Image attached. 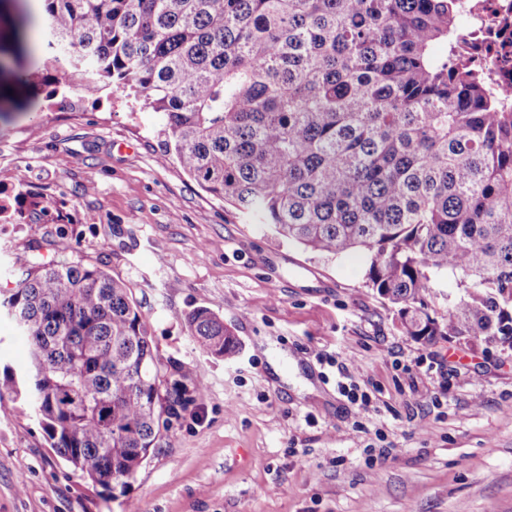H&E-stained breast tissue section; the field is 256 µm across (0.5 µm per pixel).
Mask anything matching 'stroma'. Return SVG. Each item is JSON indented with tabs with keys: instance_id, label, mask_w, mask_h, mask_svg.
<instances>
[{
	"instance_id": "obj_1",
	"label": "stroma",
	"mask_w": 512,
	"mask_h": 512,
	"mask_svg": "<svg viewBox=\"0 0 512 512\" xmlns=\"http://www.w3.org/2000/svg\"><path fill=\"white\" fill-rule=\"evenodd\" d=\"M38 37L0 5V200L45 208L0 222V295L37 245L100 263L202 394L115 499L4 402L0 512H512V347L405 335L362 253L279 240L160 162L159 114L21 81L47 58ZM198 307L232 328L235 356L189 336ZM325 355L360 369L368 409L337 393Z\"/></svg>"
}]
</instances>
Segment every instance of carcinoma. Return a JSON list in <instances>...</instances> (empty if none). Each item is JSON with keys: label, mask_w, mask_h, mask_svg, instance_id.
<instances>
[{"label": "carcinoma", "mask_w": 512, "mask_h": 512, "mask_svg": "<svg viewBox=\"0 0 512 512\" xmlns=\"http://www.w3.org/2000/svg\"><path fill=\"white\" fill-rule=\"evenodd\" d=\"M53 54L22 80L111 89L162 117V158L277 237L365 254L369 286L418 342L512 347V104L458 64L463 0H43ZM464 289L438 318L426 297ZM29 344L5 368L74 471L117 498L201 394L161 362L126 283L41 258L0 301ZM210 354L239 340L207 307ZM165 382V395L157 385Z\"/></svg>", "instance_id": "cac0c4a2"}]
</instances>
